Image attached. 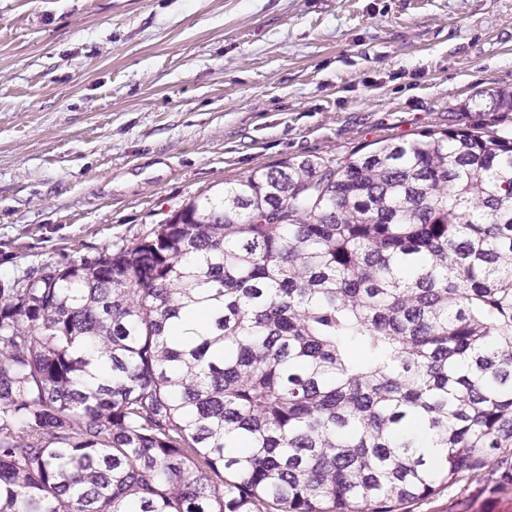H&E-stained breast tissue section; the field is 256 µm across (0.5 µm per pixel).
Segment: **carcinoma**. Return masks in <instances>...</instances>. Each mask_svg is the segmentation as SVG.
Returning a JSON list of instances; mask_svg holds the SVG:
<instances>
[{
	"label": "carcinoma",
	"mask_w": 512,
	"mask_h": 512,
	"mask_svg": "<svg viewBox=\"0 0 512 512\" xmlns=\"http://www.w3.org/2000/svg\"><path fill=\"white\" fill-rule=\"evenodd\" d=\"M171 217L0 289V512H401L499 478L512 133L290 160Z\"/></svg>",
	"instance_id": "1"
}]
</instances>
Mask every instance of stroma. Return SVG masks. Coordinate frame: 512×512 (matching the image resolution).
<instances>
[{"label":"stroma","mask_w":512,"mask_h":512,"mask_svg":"<svg viewBox=\"0 0 512 512\" xmlns=\"http://www.w3.org/2000/svg\"><path fill=\"white\" fill-rule=\"evenodd\" d=\"M512 0H0V288L303 157L493 123ZM409 512H512L467 477Z\"/></svg>","instance_id":"stroma-1"}]
</instances>
